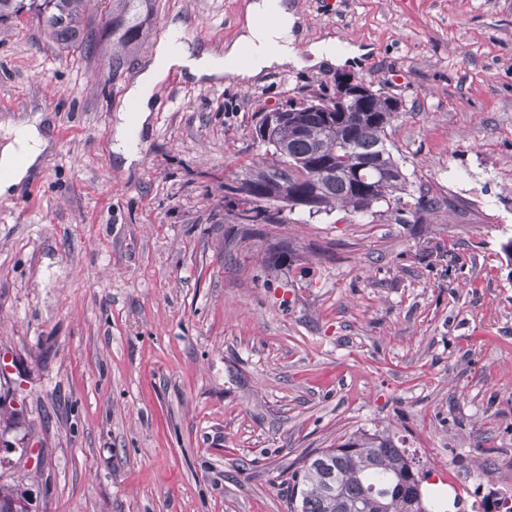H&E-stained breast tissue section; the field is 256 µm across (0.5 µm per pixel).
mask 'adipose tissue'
Masks as SVG:
<instances>
[{
    "instance_id": "adipose-tissue-1",
    "label": "adipose tissue",
    "mask_w": 512,
    "mask_h": 512,
    "mask_svg": "<svg viewBox=\"0 0 512 512\" xmlns=\"http://www.w3.org/2000/svg\"><path fill=\"white\" fill-rule=\"evenodd\" d=\"M249 21L243 32L218 53L198 49L181 40V24H173L171 38L156 47L151 63L135 78L126 96L136 107L135 115H119L112 133L111 149L125 164L138 160L137 145L146 128L154 95L171 69L191 77L217 81L231 77L250 83L268 71L290 65L301 69L314 66H338L358 56L355 48H337L327 38L297 50L295 40L301 33L300 17L288 0H249ZM51 142L49 117L37 112L25 122L0 133V198H10L41 165Z\"/></svg>"
}]
</instances>
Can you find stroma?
<instances>
[{"label": "stroma", "mask_w": 512, "mask_h": 512, "mask_svg": "<svg viewBox=\"0 0 512 512\" xmlns=\"http://www.w3.org/2000/svg\"><path fill=\"white\" fill-rule=\"evenodd\" d=\"M248 0H156L120 70L0 23V127L52 118V149L0 199V484L29 512H287L303 456L389 436L441 484L512 495V0H289L303 40L356 65L250 84L171 70L139 145L110 146L126 91L172 22L223 50ZM353 73L404 104L401 201L282 209L232 193L263 111Z\"/></svg>", "instance_id": "1"}]
</instances>
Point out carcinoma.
I'll use <instances>...</instances> for the list:
<instances>
[{
    "mask_svg": "<svg viewBox=\"0 0 512 512\" xmlns=\"http://www.w3.org/2000/svg\"><path fill=\"white\" fill-rule=\"evenodd\" d=\"M92 0H0V22L36 18L56 42L83 44V20ZM101 15L102 35L112 41L117 70L148 41L155 0H110ZM402 103L377 89L354 101L353 111L330 120L291 112L286 121L256 132L267 138L265 159L253 164L241 186L249 208L242 224H269L265 203L291 195L317 199L316 213H362L398 201L407 178L387 147L389 129ZM429 473L403 448L381 434L359 433L334 448L304 456L288 478V512H432L416 495ZM0 512H28L26 499L0 486Z\"/></svg>",
    "mask_w": 512,
    "mask_h": 512,
    "instance_id": "carcinoma-1",
    "label": "carcinoma"
}]
</instances>
